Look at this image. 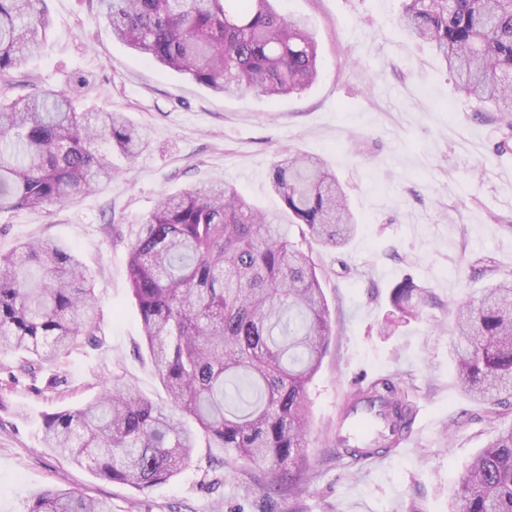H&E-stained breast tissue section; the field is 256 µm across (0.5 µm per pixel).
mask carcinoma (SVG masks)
I'll list each match as a JSON object with an SVG mask.
<instances>
[{"mask_svg": "<svg viewBox=\"0 0 512 512\" xmlns=\"http://www.w3.org/2000/svg\"><path fill=\"white\" fill-rule=\"evenodd\" d=\"M43 0H0V80L45 37ZM112 36L149 61L224 96L300 93L318 76L317 42L276 0H98ZM399 23L430 45L477 105L499 112L497 149L512 148V0H403ZM107 143L128 158L144 131L118 112H78L64 89L0 102V211L63 205L112 182ZM271 188L288 222L261 211L233 186L211 183L161 199L127 225V270L143 344L169 405L115 381L77 408L45 417V447L98 477L145 490L177 475L198 435L265 470L269 486L308 462L307 388L333 336L310 250L340 248L356 233L336 174L318 157L282 154ZM299 230L293 240L290 227ZM432 302L405 279L390 292L403 318ZM97 298L74 251L28 240L0 252V349L30 356L33 374L78 340L95 345ZM459 387L496 414L512 398V275L457 309ZM380 404L394 447L413 411L390 379L352 395L346 413ZM29 512H112L102 499L66 489L38 493ZM450 512H512V425L469 462Z\"/></svg>", "mask_w": 512, "mask_h": 512, "instance_id": "cac0c4a2", "label": "carcinoma"}]
</instances>
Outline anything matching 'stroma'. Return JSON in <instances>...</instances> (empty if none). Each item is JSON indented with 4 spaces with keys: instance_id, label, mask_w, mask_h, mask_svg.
<instances>
[{
    "instance_id": "35a3bbf8",
    "label": "stroma",
    "mask_w": 512,
    "mask_h": 512,
    "mask_svg": "<svg viewBox=\"0 0 512 512\" xmlns=\"http://www.w3.org/2000/svg\"><path fill=\"white\" fill-rule=\"evenodd\" d=\"M402 0H279L309 18L319 76L302 93L227 98L133 54L115 40L96 0H45V39L12 87L67 89L81 111L121 112L147 135L111 184L45 210L0 213V251L30 239L72 248L89 269L101 342L62 353L36 375L17 352L0 351V512H28L35 494L66 488L106 499L112 512H449L465 466L512 423L457 386L450 354L457 307L512 273V152L496 151L498 123L473 118L474 103L427 45L397 23ZM321 156L359 217L342 249L312 258L336 329L309 387L310 465L292 488L269 491L247 462L228 467L198 446L175 477L139 491L102 480L49 452L43 420L80 406L113 380L163 404L127 274L125 226L191 184L224 181L264 210L280 209L270 172L287 150ZM435 306L399 320L389 301L404 279ZM378 377L399 380L423 428L414 448L382 469L332 445L350 392Z\"/></svg>"
}]
</instances>
